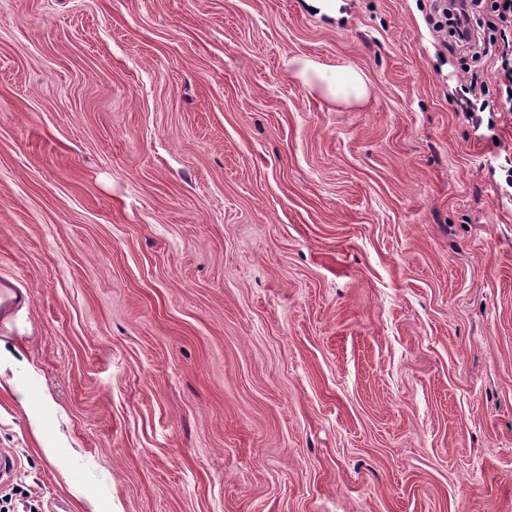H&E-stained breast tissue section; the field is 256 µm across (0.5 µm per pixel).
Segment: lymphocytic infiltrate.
<instances>
[{
  "mask_svg": "<svg viewBox=\"0 0 512 512\" xmlns=\"http://www.w3.org/2000/svg\"><path fill=\"white\" fill-rule=\"evenodd\" d=\"M427 22L449 54L467 55L475 66L470 85L476 95L467 116L479 124L484 112H512V0H430ZM489 56L496 60L500 85L492 101L480 93L484 80L477 70Z\"/></svg>",
  "mask_w": 512,
  "mask_h": 512,
  "instance_id": "f902f5d3",
  "label": "lymphocytic infiltrate"
}]
</instances>
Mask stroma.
<instances>
[{
  "instance_id": "35a3bbf8",
  "label": "stroma",
  "mask_w": 512,
  "mask_h": 512,
  "mask_svg": "<svg viewBox=\"0 0 512 512\" xmlns=\"http://www.w3.org/2000/svg\"><path fill=\"white\" fill-rule=\"evenodd\" d=\"M463 67L418 0H0V512H512ZM335 85L336 100H360L367 93V86L363 77L351 68H336Z\"/></svg>"
}]
</instances>
